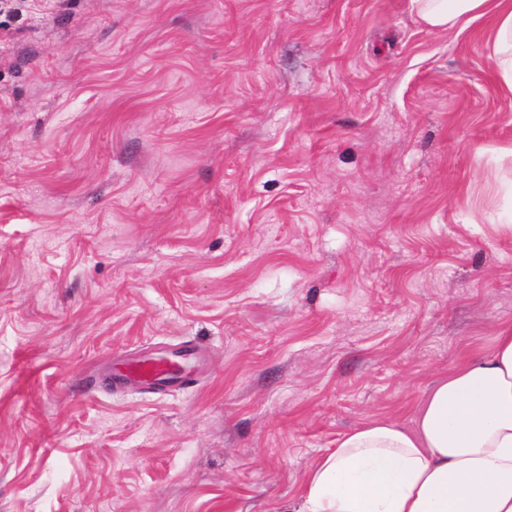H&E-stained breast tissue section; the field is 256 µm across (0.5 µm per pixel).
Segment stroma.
Instances as JSON below:
<instances>
[{
    "mask_svg": "<svg viewBox=\"0 0 512 512\" xmlns=\"http://www.w3.org/2000/svg\"><path fill=\"white\" fill-rule=\"evenodd\" d=\"M407 0H0V512H294L512 323V93ZM193 350L190 385L115 384Z\"/></svg>",
    "mask_w": 512,
    "mask_h": 512,
    "instance_id": "obj_1",
    "label": "stroma"
}]
</instances>
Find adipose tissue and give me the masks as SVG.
I'll return each instance as SVG.
<instances>
[{"label": "adipose tissue", "mask_w": 512, "mask_h": 512, "mask_svg": "<svg viewBox=\"0 0 512 512\" xmlns=\"http://www.w3.org/2000/svg\"><path fill=\"white\" fill-rule=\"evenodd\" d=\"M428 30L488 20L495 78L512 92V0H408ZM296 512H512V323L425 393L412 425L345 432L310 470Z\"/></svg>", "instance_id": "ef3b65f1"}]
</instances>
